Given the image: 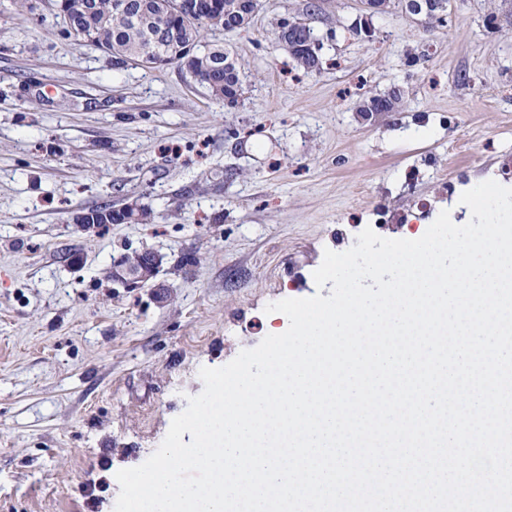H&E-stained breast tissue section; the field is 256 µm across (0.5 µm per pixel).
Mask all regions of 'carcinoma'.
Returning a JSON list of instances; mask_svg holds the SVG:
<instances>
[{
  "mask_svg": "<svg viewBox=\"0 0 512 512\" xmlns=\"http://www.w3.org/2000/svg\"><path fill=\"white\" fill-rule=\"evenodd\" d=\"M126 9L117 8V0H54L56 14L62 18L64 33L76 28L81 36L75 43L92 45L107 55L124 56L121 63L137 62L147 53L166 54L178 43L189 40L202 43L204 31L245 29L243 19L258 10L259 0H198L201 19L188 22L173 10L160 13L158 0H125ZM312 27H303L284 41L288 52L303 69L311 67L308 43ZM199 83L217 99L235 105L244 94L237 59L222 44L205 45L189 60ZM83 224H148L152 212L139 206L129 213L114 211L104 203L88 207L75 216Z\"/></svg>",
  "mask_w": 512,
  "mask_h": 512,
  "instance_id": "carcinoma-1",
  "label": "carcinoma"
}]
</instances>
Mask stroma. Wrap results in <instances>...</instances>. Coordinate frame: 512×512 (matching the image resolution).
I'll list each match as a JSON object with an SVG mask.
<instances>
[{
  "instance_id": "stroma-1",
  "label": "stroma",
  "mask_w": 512,
  "mask_h": 512,
  "mask_svg": "<svg viewBox=\"0 0 512 512\" xmlns=\"http://www.w3.org/2000/svg\"><path fill=\"white\" fill-rule=\"evenodd\" d=\"M306 3L260 0L249 28L206 33L241 64L233 108L179 65L116 68L70 44L45 0L0 11V512H114L117 472L160 446L200 368L256 347L268 304L330 295L313 279L325 250L369 225L405 237L445 209L466 224L461 194L499 180L512 0H450L431 33L395 7L368 40L349 30L361 0H318L312 72L277 37ZM26 76L38 94L21 96ZM396 88L395 112L361 118L365 93ZM135 199L152 223L73 222ZM142 248L162 259L156 287L105 279Z\"/></svg>"
}]
</instances>
